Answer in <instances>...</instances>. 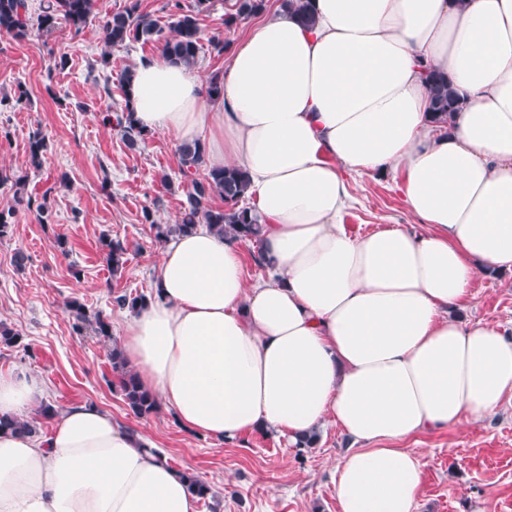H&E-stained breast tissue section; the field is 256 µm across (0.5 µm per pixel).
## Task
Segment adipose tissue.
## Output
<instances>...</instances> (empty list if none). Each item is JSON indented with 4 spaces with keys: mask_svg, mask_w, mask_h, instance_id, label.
Here are the masks:
<instances>
[{
    "mask_svg": "<svg viewBox=\"0 0 512 512\" xmlns=\"http://www.w3.org/2000/svg\"><path fill=\"white\" fill-rule=\"evenodd\" d=\"M313 26L277 11L231 45L218 97L197 70L141 60L136 124L206 139L241 168L270 278L242 241L200 225L163 245L120 350L143 389L195 434L328 425L350 441L337 512H416L405 440L512 401V338L458 312L479 270L512 271V0H311ZM461 98L448 125L426 73ZM401 175L421 228L349 235L351 176ZM43 384L0 373V414L38 408ZM49 435L0 432V512H196L186 472L91 403ZM244 252H245V262H246V271L249 279L251 281L263 279L267 275V269L266 267L270 264V259L261 252V250L258 252V256L255 257V261L258 263V265L254 262L253 256L257 254V247L256 245H253L252 243H246L244 245ZM262 266V267H260Z\"/></svg>",
    "mask_w": 512,
    "mask_h": 512,
    "instance_id": "ef3b65f1",
    "label": "adipose tissue"
}]
</instances>
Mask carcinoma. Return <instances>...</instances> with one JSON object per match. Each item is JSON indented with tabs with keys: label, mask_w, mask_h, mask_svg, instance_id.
I'll return each mask as SVG.
<instances>
[{
	"label": "carcinoma",
	"mask_w": 512,
	"mask_h": 512,
	"mask_svg": "<svg viewBox=\"0 0 512 512\" xmlns=\"http://www.w3.org/2000/svg\"><path fill=\"white\" fill-rule=\"evenodd\" d=\"M94 0H44L37 17L28 13L26 0H0V36L6 35L16 40L28 37L34 28L50 31L60 21L68 23L79 35L92 13ZM213 6V0H195L193 8L186 9L181 0H171L175 20L168 27L159 25L147 15L137 13V6L123 12H116L102 19L100 24L101 39L104 47L109 48L130 40L151 42L158 46L162 55L173 64L194 66L203 50L199 15ZM235 12L229 14L224 24L231 26L237 20L261 13L265 9V0H236ZM281 7L293 10L300 21L313 22V14L305 0H282ZM427 84L430 92V111L437 122L446 124L458 109V98L448 82V76L441 72H427ZM134 108L130 100H125L121 113L112 117H103L104 122L116 123L128 146L134 148L147 139L148 134L137 128L132 119ZM47 150L45 135L41 131L32 134L29 141V157L33 167L41 166L42 157ZM182 176L187 180V202L183 206L178 222L159 224L154 220L151 210H143V218L155 230V240L164 242L167 238L187 233L199 224H206L213 231L245 239L250 242L260 241V217L247 206L240 205L246 190L245 173L232 166L211 167L207 165L206 150L198 141L186 142L178 146ZM205 170L198 178L199 170ZM12 183L14 187L13 205L0 209V238L11 230L12 219L18 208L23 207L39 219L46 222L51 213L47 203L24 195L22 190L24 178L14 177L5 170H0V186ZM220 198L223 205L214 204ZM104 259L112 270V275L121 272L126 262L128 248L119 240L105 235L100 240ZM146 300V295L121 294L114 302L121 309L136 312ZM73 320V330L82 334L92 332L94 335L109 338L112 336V324L99 313H89L85 306L77 301L68 305ZM112 370L117 374L118 388L127 407L133 414L145 417L155 413L158 401L140 386L136 372L131 369L120 352L112 349L110 353ZM53 410L52 405L44 404L37 411V416L21 419L12 415H0V430H19L24 433H37V417Z\"/></svg>",
	"instance_id": "carcinoma-1"
}]
</instances>
